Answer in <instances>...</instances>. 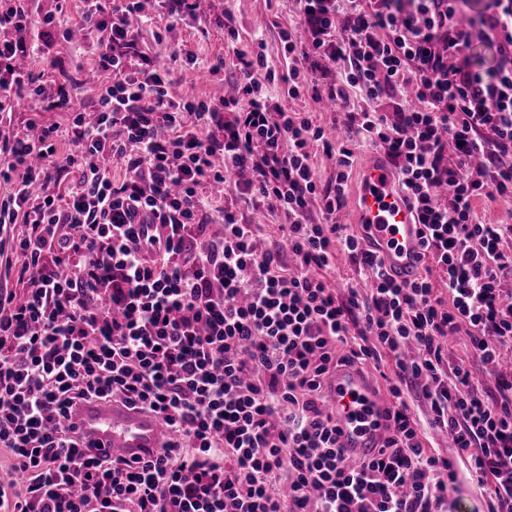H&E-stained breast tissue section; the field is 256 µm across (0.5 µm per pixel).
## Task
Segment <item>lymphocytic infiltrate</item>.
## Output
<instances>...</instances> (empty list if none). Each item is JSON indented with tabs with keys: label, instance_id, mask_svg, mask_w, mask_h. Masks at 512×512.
Wrapping results in <instances>:
<instances>
[{
	"label": "lymphocytic infiltrate",
	"instance_id": "lymphocytic-infiltrate-1",
	"mask_svg": "<svg viewBox=\"0 0 512 512\" xmlns=\"http://www.w3.org/2000/svg\"><path fill=\"white\" fill-rule=\"evenodd\" d=\"M144 2L0 0V256L16 276L0 287V512H441L458 458L486 512H512V225L475 206L512 200V0L470 17L458 0H294L286 96L264 54L237 49L236 94L218 99L174 97ZM477 32L496 52L485 74ZM60 39L91 50L94 120L72 104L80 72L32 70ZM286 97L331 101L346 140ZM17 112L31 118L14 128ZM356 143L387 156L422 226L413 284L336 219ZM249 205L280 217L273 238ZM340 252L368 292L330 287ZM461 332L494 391L450 361ZM367 362L392 410L354 467L324 382ZM112 400L172 439L95 454L70 418ZM439 430L454 457L426 448Z\"/></svg>",
	"mask_w": 512,
	"mask_h": 512
}]
</instances>
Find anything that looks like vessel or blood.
Returning a JSON list of instances; mask_svg holds the SVG:
<instances>
[{"instance_id":"vessel-or-blood-1","label":"vessel or blood","mask_w":512,"mask_h":512,"mask_svg":"<svg viewBox=\"0 0 512 512\" xmlns=\"http://www.w3.org/2000/svg\"><path fill=\"white\" fill-rule=\"evenodd\" d=\"M357 222L390 275L399 283H412L421 271L422 226L399 193L386 157H374L363 171ZM325 394L346 456L356 464L371 459L389 408L372 376L339 368L328 378ZM73 422L100 455L117 452L128 459L146 458L162 445L163 430L156 415L120 402L84 405Z\"/></svg>"}]
</instances>
